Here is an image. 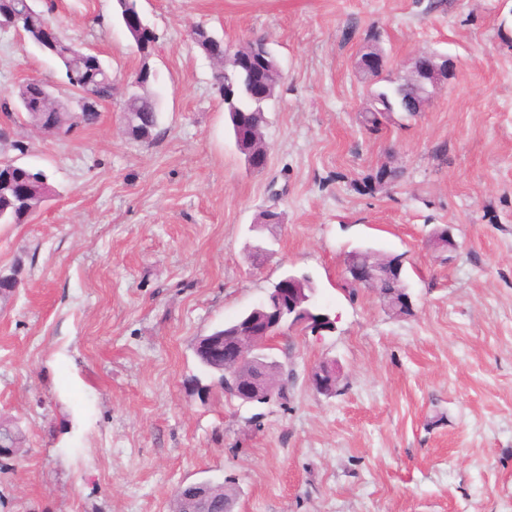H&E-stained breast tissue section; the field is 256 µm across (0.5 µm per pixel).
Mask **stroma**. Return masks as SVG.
<instances>
[{
	"mask_svg": "<svg viewBox=\"0 0 512 512\" xmlns=\"http://www.w3.org/2000/svg\"><path fill=\"white\" fill-rule=\"evenodd\" d=\"M159 39L148 90L157 138L124 131L120 101L60 140L0 110L55 190L0 224V419L25 435L0 459V512H169L177 487L235 482L238 512H512V0H139ZM65 36L118 87L141 59L115 0H55ZM202 25L238 46L266 37L284 73L268 167L248 171L194 44ZM401 80L417 54L453 74L424 111L359 124L377 84L357 67L369 33ZM56 60L0 31V101ZM396 183L364 190L380 166ZM277 206L281 224L254 230ZM449 227L455 247L431 248ZM354 249L398 255L414 302L395 316L349 296ZM309 275L330 336L273 341L285 398L254 409L198 395L197 337ZM336 360V395L309 372Z\"/></svg>",
	"mask_w": 512,
	"mask_h": 512,
	"instance_id": "obj_1",
	"label": "stroma"
}]
</instances>
